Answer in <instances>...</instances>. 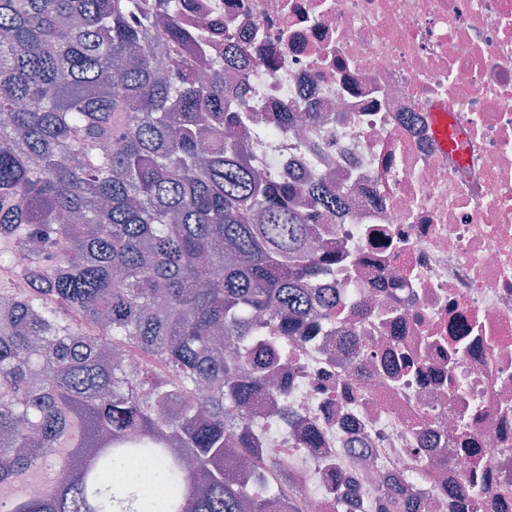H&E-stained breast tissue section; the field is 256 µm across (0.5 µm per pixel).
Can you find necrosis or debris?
<instances>
[{
  "label": "necrosis or debris",
  "instance_id": "4bbe7bcc",
  "mask_svg": "<svg viewBox=\"0 0 512 512\" xmlns=\"http://www.w3.org/2000/svg\"><path fill=\"white\" fill-rule=\"evenodd\" d=\"M251 59L256 111L279 122L262 172L325 177L332 320L290 351L285 398L249 421L300 512H380L374 487L494 490L512 512V0H189ZM463 150L442 149L435 113Z\"/></svg>",
  "mask_w": 512,
  "mask_h": 512
}]
</instances>
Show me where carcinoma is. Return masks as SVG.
<instances>
[{
    "label": "carcinoma",
    "instance_id": "carcinoma-1",
    "mask_svg": "<svg viewBox=\"0 0 512 512\" xmlns=\"http://www.w3.org/2000/svg\"><path fill=\"white\" fill-rule=\"evenodd\" d=\"M183 6L0 0V269L28 251L26 293L0 285V488L45 472L0 512H266L288 484L256 457L272 376L248 350L335 314L313 219L344 198L258 173L248 55L211 57ZM155 460L162 496L137 481ZM379 495L410 512L407 488Z\"/></svg>",
    "mask_w": 512,
    "mask_h": 512
}]
</instances>
